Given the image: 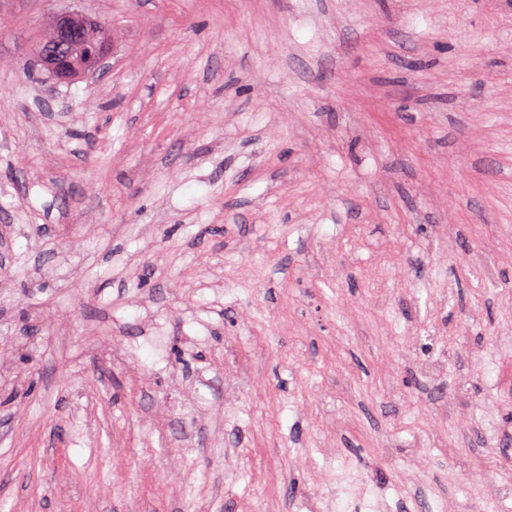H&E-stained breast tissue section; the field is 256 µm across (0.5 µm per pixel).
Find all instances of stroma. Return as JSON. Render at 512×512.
Here are the masks:
<instances>
[{
    "instance_id": "1",
    "label": "stroma",
    "mask_w": 512,
    "mask_h": 512,
    "mask_svg": "<svg viewBox=\"0 0 512 512\" xmlns=\"http://www.w3.org/2000/svg\"><path fill=\"white\" fill-rule=\"evenodd\" d=\"M1 224L0 512H512V0H0ZM74 17L75 14L73 13H60L52 16L56 36L54 39L44 42L54 32L51 24L49 32L39 43L40 46L43 42L40 53L41 60L52 68L58 82H65L70 79L71 70L75 63L87 73L102 71L106 68L107 56L104 48L89 42L108 45L106 29L97 24L92 18L81 15L78 21L82 25L88 41L82 40L79 29L73 22ZM74 44H78V55L75 63L70 60L68 53V47Z\"/></svg>"
}]
</instances>
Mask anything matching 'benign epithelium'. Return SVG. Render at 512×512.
<instances>
[{"mask_svg":"<svg viewBox=\"0 0 512 512\" xmlns=\"http://www.w3.org/2000/svg\"><path fill=\"white\" fill-rule=\"evenodd\" d=\"M74 17L73 13L52 16L56 36L44 42L41 47V60L52 68L58 82L69 80L76 64L87 73L106 68L104 48L82 39L74 24Z\"/></svg>","mask_w":512,"mask_h":512,"instance_id":"benign-epithelium-1","label":"benign epithelium"}]
</instances>
